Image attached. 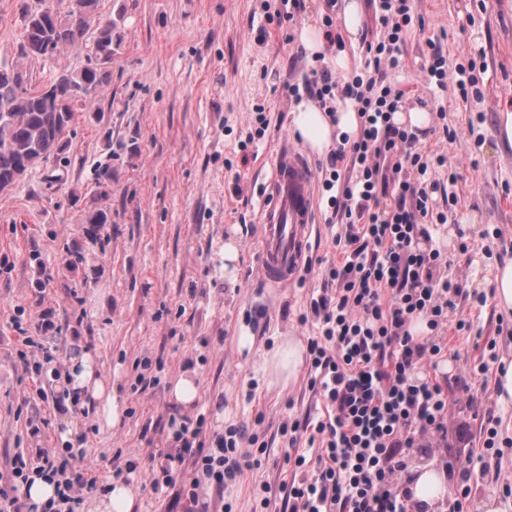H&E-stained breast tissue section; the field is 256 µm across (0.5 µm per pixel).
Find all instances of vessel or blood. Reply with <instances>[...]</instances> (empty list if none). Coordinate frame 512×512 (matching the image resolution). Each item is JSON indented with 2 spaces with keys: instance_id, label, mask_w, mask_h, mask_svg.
<instances>
[{
  "instance_id": "b4317fda",
  "label": "vessel or blood",
  "mask_w": 512,
  "mask_h": 512,
  "mask_svg": "<svg viewBox=\"0 0 512 512\" xmlns=\"http://www.w3.org/2000/svg\"><path fill=\"white\" fill-rule=\"evenodd\" d=\"M313 167L291 140L276 151L273 175L263 190L257 268L273 288L293 284L306 267L305 252L315 222Z\"/></svg>"
}]
</instances>
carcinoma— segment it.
Instances as JSON below:
<instances>
[{
	"instance_id": "carcinoma-1",
	"label": "carcinoma",
	"mask_w": 512,
	"mask_h": 512,
	"mask_svg": "<svg viewBox=\"0 0 512 512\" xmlns=\"http://www.w3.org/2000/svg\"><path fill=\"white\" fill-rule=\"evenodd\" d=\"M98 2L69 0L61 13L50 0H22L20 57H52L90 31L94 37L83 67L61 71L39 90L28 89L27 72L18 66L0 65V190L28 172L29 157L46 162L57 154L74 104L94 101L107 83L116 24L98 14Z\"/></svg>"
}]
</instances>
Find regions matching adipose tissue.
<instances>
[{
	"label": "adipose tissue",
	"mask_w": 512,
	"mask_h": 512,
	"mask_svg": "<svg viewBox=\"0 0 512 512\" xmlns=\"http://www.w3.org/2000/svg\"><path fill=\"white\" fill-rule=\"evenodd\" d=\"M293 130L312 150L324 152L330 150L338 137L355 134L358 126V114L352 103L339 105L335 118H328L325 112L309 101H303L293 110ZM72 389L103 399V415L107 423L116 424L121 410L115 397L104 394L103 385L94 377V368L90 358H82L71 370ZM412 500L421 506L424 512H431L436 501L446 499L450 494V485L446 471L428 466L413 468L409 483ZM140 495L138 486L121 480L111 481L107 491L84 503L86 512H134Z\"/></svg>",
	"instance_id": "adipose-tissue-1"
}]
</instances>
